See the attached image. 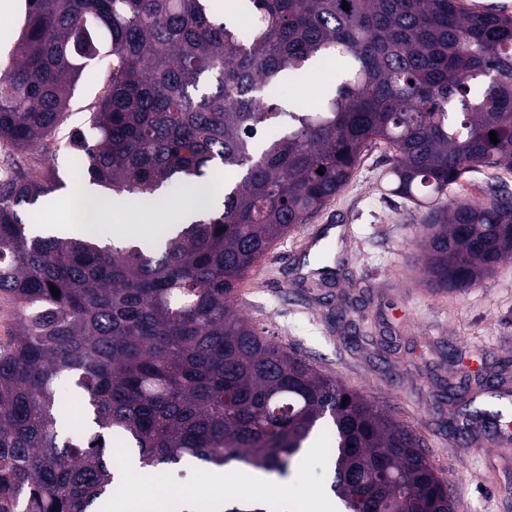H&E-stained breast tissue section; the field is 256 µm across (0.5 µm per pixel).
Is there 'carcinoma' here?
<instances>
[{
  "instance_id": "1",
  "label": "carcinoma",
  "mask_w": 512,
  "mask_h": 512,
  "mask_svg": "<svg viewBox=\"0 0 512 512\" xmlns=\"http://www.w3.org/2000/svg\"><path fill=\"white\" fill-rule=\"evenodd\" d=\"M240 3L249 28L214 0H28L0 77L14 162L0 180V295L15 308L0 343V512H107L114 437L144 467L191 459L285 476L322 421L346 512H453L415 434L233 303L377 141L393 150L391 191L426 207L430 287L463 290L512 257L508 190L448 200L471 169L512 165V15L459 0ZM104 56L108 92L68 140L79 180L159 208L173 185L238 175L221 204L152 248L61 238L26 210L58 181L23 157L52 152L78 81ZM326 61L340 71L324 96L257 138L281 117L268 88ZM63 381L82 394L80 441L60 428Z\"/></svg>"
}]
</instances>
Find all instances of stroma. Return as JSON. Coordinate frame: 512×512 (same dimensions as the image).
<instances>
[{
  "instance_id": "obj_1",
  "label": "stroma",
  "mask_w": 512,
  "mask_h": 512,
  "mask_svg": "<svg viewBox=\"0 0 512 512\" xmlns=\"http://www.w3.org/2000/svg\"><path fill=\"white\" fill-rule=\"evenodd\" d=\"M106 84V64L84 72L59 143L85 125ZM391 154L385 143L372 145L336 196L269 249L240 284L235 307L262 335L408 426L448 484L454 512H512V448L505 444L512 431V260L470 288L431 290L422 266L424 212L392 193ZM32 164L55 168L65 183L35 207L36 222L47 224L68 214L78 182L66 152ZM493 185L512 191V167L471 171L448 196L482 202ZM328 224L346 228L342 239L320 243L319 257L336 272L325 287H301L302 261ZM333 445L319 432L289 475L266 476L255 494L267 512H281L285 493L295 512H336ZM112 454L147 493L136 512H164L173 488L192 492L197 503L213 501L204 468L147 471L119 443Z\"/></svg>"
}]
</instances>
